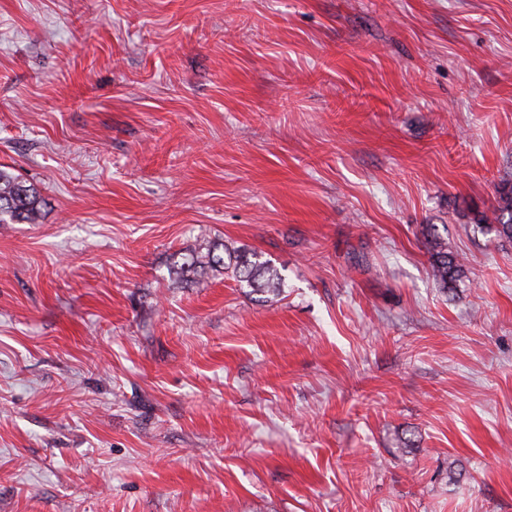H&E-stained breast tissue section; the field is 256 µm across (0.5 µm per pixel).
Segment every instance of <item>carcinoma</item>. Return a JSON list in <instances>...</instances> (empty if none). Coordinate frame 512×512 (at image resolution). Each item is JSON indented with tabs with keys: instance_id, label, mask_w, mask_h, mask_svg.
Segmentation results:
<instances>
[{
	"instance_id": "obj_1",
	"label": "carcinoma",
	"mask_w": 512,
	"mask_h": 512,
	"mask_svg": "<svg viewBox=\"0 0 512 512\" xmlns=\"http://www.w3.org/2000/svg\"><path fill=\"white\" fill-rule=\"evenodd\" d=\"M500 204L492 215L474 216V222L485 224L498 236L512 239V183L498 188ZM43 200L38 191L18 177L0 170V224H37ZM432 275L443 287L456 281L461 271L459 258L439 249L432 254ZM227 273L242 287L277 292L281 278L270 263L255 252L229 249L220 243H206L174 265L171 274L181 284L198 274Z\"/></svg>"
}]
</instances>
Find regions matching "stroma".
I'll use <instances>...</instances> for the list:
<instances>
[{
  "instance_id": "stroma-1",
  "label": "stroma",
  "mask_w": 512,
  "mask_h": 512,
  "mask_svg": "<svg viewBox=\"0 0 512 512\" xmlns=\"http://www.w3.org/2000/svg\"><path fill=\"white\" fill-rule=\"evenodd\" d=\"M0 169V512H512V0H0ZM42 205L34 187L0 170V224L39 223ZM500 204L492 212V216L486 213L477 214L473 220L475 224H485L499 237L512 239V183L503 184L498 188ZM208 272L230 274L241 288L245 286L254 290L266 289L273 293L279 292L281 288V278L270 263L261 261V257L255 252L230 250L223 243L200 245L192 253L182 257L181 261H176L171 270L176 284L187 281L191 275ZM435 245L440 249L432 254V275L442 287L448 288L459 276L461 262L457 256L448 253V249H443L441 244Z\"/></svg>"
}]
</instances>
